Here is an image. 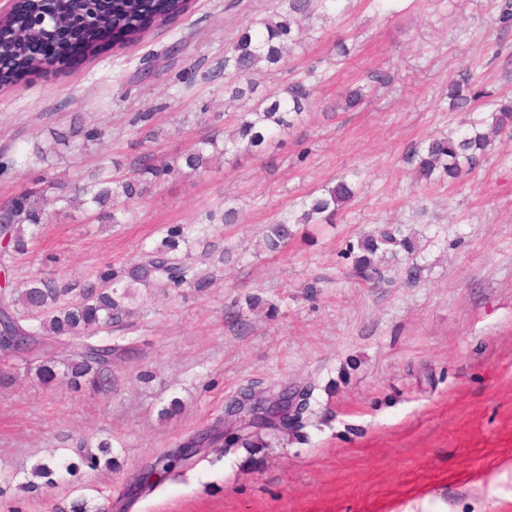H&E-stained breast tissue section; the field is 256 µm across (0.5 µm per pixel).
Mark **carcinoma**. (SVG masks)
I'll list each match as a JSON object with an SVG mask.
<instances>
[{"instance_id": "1", "label": "carcinoma", "mask_w": 512, "mask_h": 512, "mask_svg": "<svg viewBox=\"0 0 512 512\" xmlns=\"http://www.w3.org/2000/svg\"><path fill=\"white\" fill-rule=\"evenodd\" d=\"M281 8L255 23L224 50L219 70L225 85L232 87V100L244 102V111L234 114L235 129L224 137L222 155L254 156L267 145L288 133L302 113L309 110L313 87L305 79L283 86H269L258 91L257 76L271 75L283 58V52L301 44L305 28L302 21L317 9L333 8L339 0H280ZM192 0H15L10 16L0 19V86L20 84L51 59L40 53L48 30L62 31L69 37L52 46V56L74 64L92 58L107 47L122 49L150 33L163 29L190 10ZM478 97L474 77L469 74L448 84L452 108L461 109ZM512 131V99L497 104L489 118L476 119L453 136L431 138L413 147L407 161L418 178L431 184L454 181L474 171L492 144L491 136ZM97 128L75 129L68 137L75 150L102 138ZM217 139L206 138L180 156L181 163H158L149 155L137 158L127 174L112 172L100 162L89 181L74 186V196L48 191L58 188L54 182L30 188L0 203V253L26 256L43 233L51 218L66 214L74 202L101 209L98 219L106 224H126L130 211L127 202L140 199L151 188L160 187L178 175L196 174L207 168L210 150ZM355 198L354 185L341 178L312 191L300 204V212L290 211L267 226L263 241L269 251L285 246L292 237V224H330L336 214ZM232 210L211 212L205 224H168L162 229L158 246L141 250L127 265H111L99 270L95 281L75 288H61L46 278L41 270L30 272L21 286L4 281L0 287V322L3 336L0 348L23 356L37 352L48 362L64 364L69 382L98 393L112 384V363L132 357L135 346L112 337V327L133 316L130 308L133 288H189L205 294L214 284L213 276L199 271L190 254V243L208 232L214 224L228 222ZM383 246L401 247L406 253L413 247L406 239L398 240L387 229L378 236H367L347 246L354 255V276L364 282L384 278L374 255ZM189 459L185 450L164 454L151 470L168 474ZM75 463L52 456L37 462L31 474L54 485L57 471H68Z\"/></svg>"}]
</instances>
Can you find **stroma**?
<instances>
[{
	"label": "stroma",
	"mask_w": 512,
	"mask_h": 512,
	"mask_svg": "<svg viewBox=\"0 0 512 512\" xmlns=\"http://www.w3.org/2000/svg\"><path fill=\"white\" fill-rule=\"evenodd\" d=\"M278 0H194L172 26L78 66L51 67L0 90V200L41 179L76 183L99 159L130 167L140 155L172 161L201 136L227 132L241 105L210 71L224 49ZM502 0H343L314 17L274 83L315 72L308 112L256 156L216 157L206 171L130 201L134 221L98 223L82 209L46 224L33 253L3 258L14 282L36 267L75 283L154 246L164 224L235 212L194 244L216 279L190 290H140L114 336L136 343L112 368L111 390L72 387L63 365L43 381L42 357H0L15 384L0 388V512H512V135L474 172L445 184L415 181L405 160L422 140L487 117L488 95H512V25ZM351 52L337 60L336 41ZM175 57H167L172 45ZM384 73L375 97L346 108L350 89ZM474 75L486 98L450 110L448 82ZM154 115L144 138L133 114ZM104 136L82 154L59 147L53 166H22L36 146L73 128ZM356 197L330 224H297L287 246L259 245L301 197L337 177ZM389 228L414 255L386 257L378 286L351 275L348 244ZM262 300L251 308L249 296ZM297 390L288 427L250 434L229 406L249 387ZM224 424L223 447L154 490L134 478L196 432ZM112 442L116 468L80 465L52 489L21 491L40 458L82 439Z\"/></svg>",
	"instance_id": "obj_1"
}]
</instances>
